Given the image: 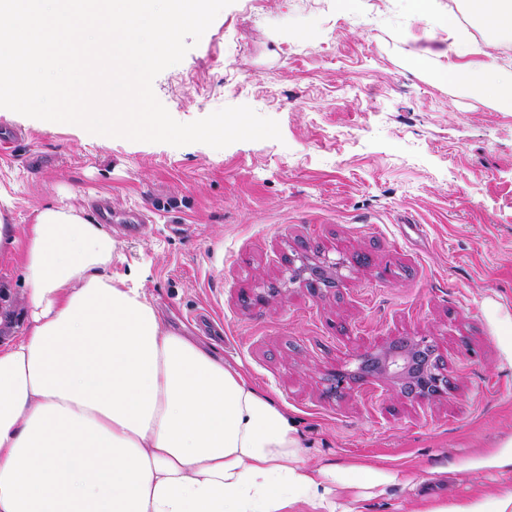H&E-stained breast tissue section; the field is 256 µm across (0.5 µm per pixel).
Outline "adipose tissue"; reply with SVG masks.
Here are the masks:
<instances>
[{
    "label": "adipose tissue",
    "instance_id": "ef3b65f1",
    "mask_svg": "<svg viewBox=\"0 0 512 512\" xmlns=\"http://www.w3.org/2000/svg\"><path fill=\"white\" fill-rule=\"evenodd\" d=\"M468 83L512 112V72L493 54ZM120 257L85 211L47 203L23 227L0 214V259L27 298L0 346V512H358L350 488L397 480L306 463L298 422L166 326L142 275L113 273ZM416 512H512V486Z\"/></svg>",
    "mask_w": 512,
    "mask_h": 512
}]
</instances>
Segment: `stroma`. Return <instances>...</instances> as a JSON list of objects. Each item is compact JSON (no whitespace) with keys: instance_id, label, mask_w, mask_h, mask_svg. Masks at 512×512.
I'll use <instances>...</instances> for the list:
<instances>
[{"instance_id":"1","label":"stroma","mask_w":512,"mask_h":512,"mask_svg":"<svg viewBox=\"0 0 512 512\" xmlns=\"http://www.w3.org/2000/svg\"><path fill=\"white\" fill-rule=\"evenodd\" d=\"M503 58L472 0H437L431 22L403 0H234L153 90L188 123L247 105L281 140L175 147L46 126L0 108L21 139L0 151L11 223L57 201L138 216L112 227L118 274L143 273L164 321L286 407L312 465L363 461L396 482L359 512H414L419 497L489 496L512 469L483 468L512 438V112L442 75L447 18ZM340 264L336 285L293 279L303 260ZM0 261V343L24 315ZM426 341L448 390L404 397L357 358Z\"/></svg>"}]
</instances>
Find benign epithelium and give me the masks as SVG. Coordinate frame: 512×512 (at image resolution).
<instances>
[{
	"mask_svg": "<svg viewBox=\"0 0 512 512\" xmlns=\"http://www.w3.org/2000/svg\"><path fill=\"white\" fill-rule=\"evenodd\" d=\"M339 263L324 258L302 265L296 276L309 274L313 288L333 287ZM359 368L378 380L400 387L401 391L421 399H435L446 393L447 378L434 357L433 349L412 340L403 339L378 352H368L360 357Z\"/></svg>",
	"mask_w": 512,
	"mask_h": 512,
	"instance_id": "7a95c632",
	"label": "benign epithelium"
}]
</instances>
